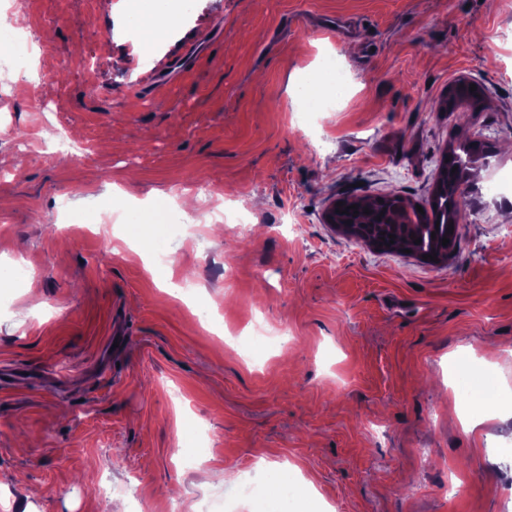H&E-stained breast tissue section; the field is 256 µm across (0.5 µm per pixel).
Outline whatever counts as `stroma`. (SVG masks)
I'll list each match as a JSON object with an SVG mask.
<instances>
[{"label":"stroma","mask_w":512,"mask_h":512,"mask_svg":"<svg viewBox=\"0 0 512 512\" xmlns=\"http://www.w3.org/2000/svg\"><path fill=\"white\" fill-rule=\"evenodd\" d=\"M12 4L0 47L33 66L0 71V512H100L105 476L135 495L110 512H512V202L485 191L512 174V0H193L147 49L131 0ZM460 79L481 101L441 110ZM488 123L447 260L326 224L346 196L425 205ZM238 206L246 238L206 227ZM257 317L287 343L250 345Z\"/></svg>","instance_id":"35a3bbf8"}]
</instances>
